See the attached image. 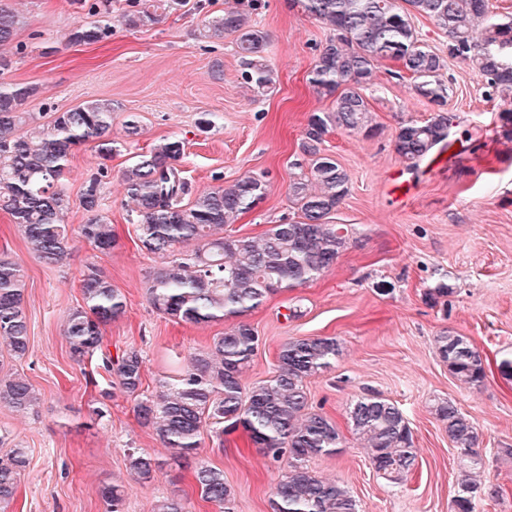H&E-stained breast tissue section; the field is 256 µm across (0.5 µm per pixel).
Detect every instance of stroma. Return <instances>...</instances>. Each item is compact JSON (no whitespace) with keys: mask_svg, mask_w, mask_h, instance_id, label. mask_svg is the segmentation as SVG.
Returning <instances> with one entry per match:
<instances>
[{"mask_svg":"<svg viewBox=\"0 0 512 512\" xmlns=\"http://www.w3.org/2000/svg\"><path fill=\"white\" fill-rule=\"evenodd\" d=\"M232 3L183 0L157 24L137 30L117 24L111 37L76 45L66 39L80 18L72 0H12L21 15L17 39L27 49L13 56L0 81L37 86L25 111L43 125L52 113L96 99L111 100L115 112L111 158L90 143L65 171L72 206L63 261H40L20 228L0 212V255L24 270L30 339L23 358L0 352V376L24 375L40 397L25 412L0 404L6 437L0 457L17 445L29 458L8 512H107L100 495L106 484L121 486L123 512H152L170 497L182 499L187 512H220L194 480L202 462L223 470L234 491L233 512H272L271 485L287 462L271 463L243 432L221 440L210 429L196 455L173 460L155 432L140 424L135 395L113 385L97 362L73 361L64 336L69 311L83 303L80 280L90 266L127 300L124 317L103 327L101 349L115 357L140 351L145 390L185 371L234 324L230 318L177 323L149 302V276L160 260L136 245L121 173L160 141L183 142L180 167L190 194L245 175L265 177V199L239 216L233 235L259 237L295 218L288 185L302 159L299 143L309 115L330 106L309 82L316 48L330 30L293 0H263L251 21L268 35L263 57L276 84L260 94L243 80L231 39L201 34L205 21ZM414 25L425 44L446 56L447 109L457 130L472 139L407 170L394 151L395 133L401 122L428 118L431 108L418 101L411 79L396 77L395 62L377 68L366 92L376 134L337 129L324 144L350 177L349 192L332 216L333 223L347 225L350 243L331 269L246 314L259 345L243 383L269 379L288 339L335 338L339 356L308 379L307 393L310 407L336 422L342 443L336 454L310 460L313 474L342 484L358 512H454L463 479L459 451L431 411L434 401L449 399L478 433L486 491H499L495 498L477 496L473 512H512V376L501 370L503 361H512V140L497 107L484 98L476 63L450 57L447 35L430 19L415 18ZM218 60L219 75L213 71ZM131 115L141 126L135 136L123 129ZM104 166L109 177L101 213L118 239L106 254L76 233L87 219L80 192ZM439 282L448 284L449 295L428 299V289ZM444 334L466 336L478 350L485 365L479 386H461L440 360L435 339ZM367 395L403 411L417 448L412 472L383 473L370 464L348 422L351 403ZM100 408L105 417H97ZM133 451L160 461L151 481L132 477L127 455Z\"/></svg>","mask_w":512,"mask_h":512,"instance_id":"obj_1","label":"stroma"}]
</instances>
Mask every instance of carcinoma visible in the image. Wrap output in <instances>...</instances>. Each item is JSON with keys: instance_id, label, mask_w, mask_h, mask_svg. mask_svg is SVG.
<instances>
[{"instance_id": "1", "label": "carcinoma", "mask_w": 512, "mask_h": 512, "mask_svg": "<svg viewBox=\"0 0 512 512\" xmlns=\"http://www.w3.org/2000/svg\"><path fill=\"white\" fill-rule=\"evenodd\" d=\"M79 9L101 19L76 22L68 41L98 43L112 36L108 0H73ZM180 0H133L118 19L128 29L155 24L162 14L177 9ZM305 13L329 25L336 34L318 49L310 83L331 108L313 112L299 149L310 161L309 172L289 184L288 195L297 217L275 224L263 236H233L224 228L252 209L267 194L266 181L254 175L238 178L227 187L201 192L183 203L188 184L177 168L184 145L165 140L137 155L122 172L126 196L134 203L135 232L140 251L162 259L150 274L151 305L177 323L208 324L240 317L260 306L279 288H295L324 273L347 248L350 237L343 224L330 223L348 193L349 175L324 154L326 136L341 128L374 131L365 88L376 66L393 61L414 80V91L434 106L429 118L401 123L394 151L408 167L438 146L449 148L452 117L445 106L448 85L445 60L418 38L413 17L429 18L448 34V54L476 62L490 101L512 99V17L497 18L488 0H297ZM261 0H236L205 24L207 37H231L243 59V78L259 92L275 85V76L262 53L268 35L249 22ZM20 16L10 0H0V71L10 65L4 50L14 44ZM36 87L0 83V211L21 228L35 255L46 263L67 256L64 216L70 197L63 176L75 151L97 142L99 153L112 155V101L94 100L53 113L50 123L34 125L22 106ZM103 168L84 185L79 205L88 214L78 233L101 253L116 245L112 225L99 213ZM84 305L71 310L65 336L71 356L81 362L101 349L102 326L121 318L126 296L94 266L81 280ZM23 269L17 261L0 257V337L9 354L22 358L29 348V329L23 307ZM259 336L251 324L239 321L194 356L189 368L159 391L138 394L144 360L131 349L114 360L104 354L101 367L126 392L138 394L137 416L153 429L174 457L197 453L204 427L211 423L222 435L239 430L274 463L288 456V472L274 480L273 512H358L356 500L343 485L313 476L310 459L333 455L341 443L336 423L309 407L306 381L330 367L339 354L331 337L292 338L277 356L274 374L245 388L241 374L253 359ZM439 357L463 386H478L485 377L483 360L467 337L436 339ZM0 401L18 411L33 408L39 395L24 377L0 380ZM448 439L461 451L464 471L478 472L483 458L476 449L478 434L455 402L442 400L432 407ZM351 426L368 449L379 472L411 471L417 453L413 432L401 409L377 395L361 397L349 407ZM29 464L25 449L15 447L8 462H0V512H7L17 495L18 479ZM128 468L147 482L159 468L150 454H128ZM195 480L201 496L232 512L233 494L224 471L200 463ZM483 491L469 481L454 500L455 512H473V500ZM111 512H121L118 486L100 490Z\"/></svg>"}]
</instances>
